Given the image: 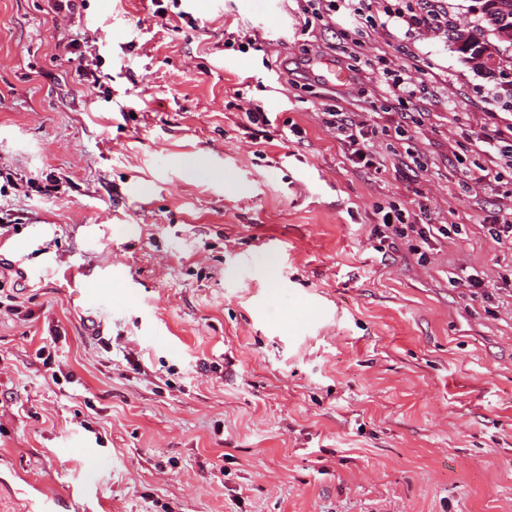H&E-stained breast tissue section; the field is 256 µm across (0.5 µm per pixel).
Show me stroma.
Segmentation results:
<instances>
[{"label": "stroma", "mask_w": 512, "mask_h": 512, "mask_svg": "<svg viewBox=\"0 0 512 512\" xmlns=\"http://www.w3.org/2000/svg\"><path fill=\"white\" fill-rule=\"evenodd\" d=\"M317 54L424 86L289 85ZM503 55L489 72L443 32L343 33L296 0H0V175L21 185L0 195L20 308L0 314V512L47 489L92 512H512V170L462 184L512 113ZM237 88L276 116L260 137ZM327 104L368 121L381 171L354 167ZM378 204L457 230L391 241ZM46 251L107 303L17 273ZM52 328L72 382L36 355ZM364 67L365 69L354 70L365 71L369 75L368 79L376 84L383 93L382 97L386 100H412L420 92V88L411 77H404L389 68L377 67L370 59L364 61Z\"/></svg>", "instance_id": "1"}]
</instances>
